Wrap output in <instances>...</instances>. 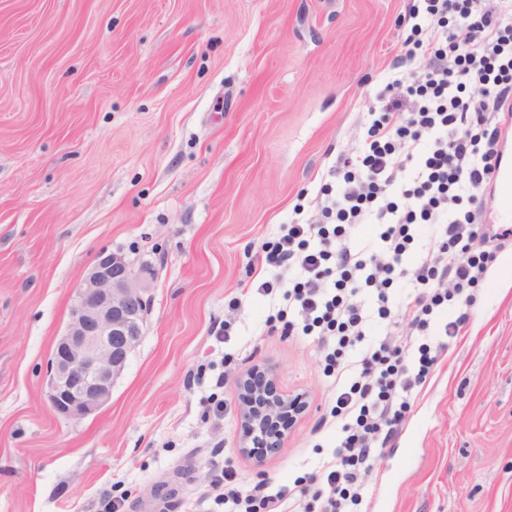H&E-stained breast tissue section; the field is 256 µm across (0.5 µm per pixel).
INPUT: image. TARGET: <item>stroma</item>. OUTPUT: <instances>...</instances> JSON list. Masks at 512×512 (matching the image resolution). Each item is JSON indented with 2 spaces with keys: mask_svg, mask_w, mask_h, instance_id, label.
Wrapping results in <instances>:
<instances>
[{
  "mask_svg": "<svg viewBox=\"0 0 512 512\" xmlns=\"http://www.w3.org/2000/svg\"><path fill=\"white\" fill-rule=\"evenodd\" d=\"M419 0H0V512H224L243 486L313 472L368 328L330 371L317 333L267 330L283 293L255 254L337 185ZM460 336L366 478L358 512H512V233ZM150 263L144 335L79 421L46 399L75 288L103 251ZM273 291L257 293V283ZM307 408L263 467L239 448V378Z\"/></svg>",
  "mask_w": 512,
  "mask_h": 512,
  "instance_id": "1",
  "label": "stroma"
}]
</instances>
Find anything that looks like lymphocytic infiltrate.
<instances>
[{"label": "lymphocytic infiltrate", "instance_id": "obj_1", "mask_svg": "<svg viewBox=\"0 0 512 512\" xmlns=\"http://www.w3.org/2000/svg\"><path fill=\"white\" fill-rule=\"evenodd\" d=\"M430 19L423 39L402 46L394 74L379 97L384 105L364 141L352 149L358 162L344 172L332 196L313 207L326 221L294 223L256 254L262 268L289 272L279 310L285 330L318 332L345 349L362 342L366 318L358 303L371 289L380 319L399 313V337H386L362 359L359 381L336 395L334 416L345 422L330 459L293 486L269 481L247 489L232 460L213 472L224 512H299L304 499L317 512H350L359 506L365 476L410 410L413 390L437 362L428 345L412 339L437 327L460 334L468 315L450 302L473 305L495 252L479 249L481 191L500 157L498 114L512 101V0H424ZM420 56L414 73L406 58ZM378 226L375 240L355 248L349 230ZM417 255L404 272L407 255ZM408 275L397 308L389 291ZM417 347L418 370L409 373L405 352Z\"/></svg>", "mask_w": 512, "mask_h": 512}]
</instances>
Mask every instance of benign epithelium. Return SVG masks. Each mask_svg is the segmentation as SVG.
<instances>
[{"label": "benign epithelium", "instance_id": "obj_1", "mask_svg": "<svg viewBox=\"0 0 512 512\" xmlns=\"http://www.w3.org/2000/svg\"><path fill=\"white\" fill-rule=\"evenodd\" d=\"M153 268L134 270L121 253L101 252L76 289L65 333L51 354L47 401L68 420L82 419L106 405L115 379L144 334ZM260 390L250 378L237 382L243 444L261 432L266 418L290 406L291 397H270L261 409Z\"/></svg>", "mask_w": 512, "mask_h": 512}]
</instances>
